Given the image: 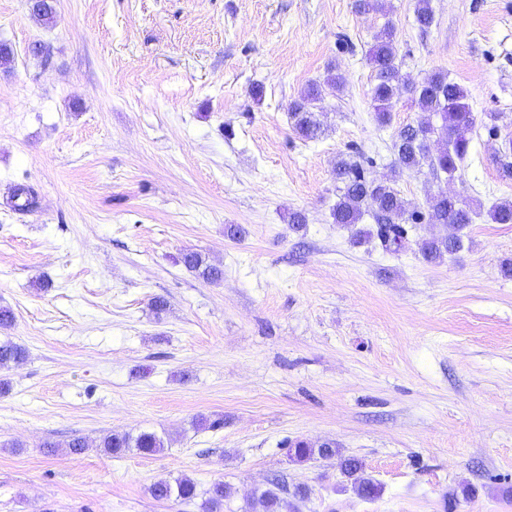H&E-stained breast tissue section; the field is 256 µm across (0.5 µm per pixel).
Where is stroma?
Wrapping results in <instances>:
<instances>
[{
  "label": "stroma",
  "instance_id": "obj_1",
  "mask_svg": "<svg viewBox=\"0 0 512 512\" xmlns=\"http://www.w3.org/2000/svg\"><path fill=\"white\" fill-rule=\"evenodd\" d=\"M388 5L56 0L47 26L0 0V306L28 351L0 370V512H202L151 496L180 477L229 485L224 512H259L276 478L308 488L297 512H512V224L487 215L512 201V0H432L425 31L415 0ZM387 25L403 72L468 94L454 179L394 170L397 130L424 114L405 93L375 119L368 50ZM332 67L343 88L301 139L288 107ZM341 159L421 211L460 195L479 211L462 249L424 261L419 243L450 232L429 223L396 252L353 245L373 221L334 223ZM20 185L36 209L14 207ZM190 250L221 282L184 267ZM142 431L167 448L98 446ZM289 440L336 453L297 461ZM181 262L191 272L196 273L210 283H218L224 277V271L208 261L205 254L198 251H188L182 254ZM167 441L154 432H140L133 435L128 432L109 433L99 440V448H104L107 454L115 457L122 456L135 449L142 454H155L166 448ZM361 466L354 459H348L344 463L345 475L353 481L355 488L364 497H377L381 493V487L371 479L361 474Z\"/></svg>",
  "mask_w": 512,
  "mask_h": 512
}]
</instances>
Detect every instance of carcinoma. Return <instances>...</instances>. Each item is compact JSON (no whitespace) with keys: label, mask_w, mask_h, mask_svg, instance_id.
<instances>
[{"label":"carcinoma","mask_w":512,"mask_h":512,"mask_svg":"<svg viewBox=\"0 0 512 512\" xmlns=\"http://www.w3.org/2000/svg\"><path fill=\"white\" fill-rule=\"evenodd\" d=\"M415 17L420 28L428 29L434 23V12L430 0H416ZM369 60L374 71L375 84L372 89L375 102L376 119L382 126L392 121V112L396 99L404 92L411 93L426 118L415 125L407 124L396 134L394 148L396 164L399 169H419L428 165L433 175H446L453 178L467 157L470 147L469 133L475 125V117L467 102V93L448 74L435 71L427 74L415 83L402 73L397 61L394 46V30L385 27L376 37L369 50ZM322 86L309 84L288 108L293 129L303 140L317 137L320 126L314 119L312 106L320 100ZM439 118L440 123L433 122ZM436 140L442 143V149L432 154L428 142ZM338 183V200L332 208L331 216L336 224H358L366 213H371L374 227L363 232L355 239L360 244L376 238L386 249H397L407 239L414 221L422 215L418 210L410 211L399 196V192L389 181L369 178L364 168L357 162L342 159L334 170ZM14 205L20 209H32L38 202L37 193L30 187L19 185L14 195ZM475 209L456 195L440 192L428 202V217L434 224H446L454 232L445 237L423 242V258L432 262L444 254H454L463 247L462 236L458 231L472 223ZM491 220L496 224H512V202L505 201L495 205L489 211ZM181 262L190 271L210 283H218L224 277V271L208 261L205 254L188 251L182 254ZM27 357L26 349L10 339L0 340V370L7 369ZM167 441L154 432H140L133 435L128 432L109 433L99 440L98 447L112 456L119 457L135 449L142 454H155L166 448ZM294 456L299 460H308L318 455H333L336 449L330 443L317 447L306 441H296L291 446ZM345 475L353 481L355 488L364 497H377L381 487L361 474V466L353 459L344 463ZM279 484L263 491L257 498L262 512H281L282 499L278 491ZM153 498L159 501L189 502L197 497L196 484L187 478L174 482L161 481L150 488ZM230 494L224 482L213 483L206 490L202 502L203 512H223L224 499Z\"/></svg>","instance_id":"cac0c4a2"}]
</instances>
